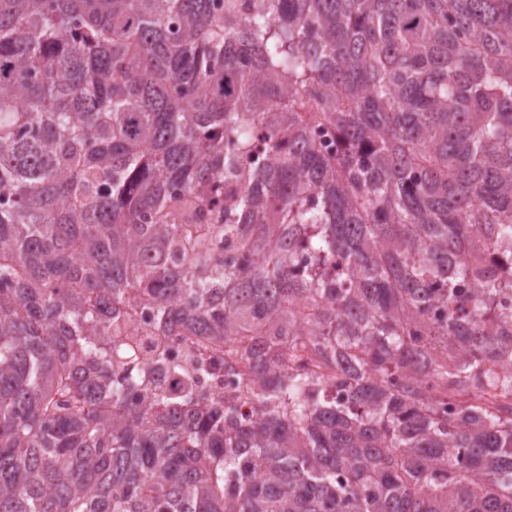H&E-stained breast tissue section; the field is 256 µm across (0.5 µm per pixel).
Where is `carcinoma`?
I'll list each match as a JSON object with an SVG mask.
<instances>
[{"label": "carcinoma", "mask_w": 512, "mask_h": 512, "mask_svg": "<svg viewBox=\"0 0 512 512\" xmlns=\"http://www.w3.org/2000/svg\"><path fill=\"white\" fill-rule=\"evenodd\" d=\"M223 2L0 0V512H512V0ZM130 330L138 336H152L157 353L164 351L165 357L175 358L185 354L190 347L196 349L197 359L203 365L196 372L199 386L214 396H226V403L233 407L241 418L251 416V404L246 397L248 379L251 377V362H238L233 369H224V345L203 342L199 336L183 326L162 327L157 312L150 303H138L130 310Z\"/></svg>", "instance_id": "1"}]
</instances>
